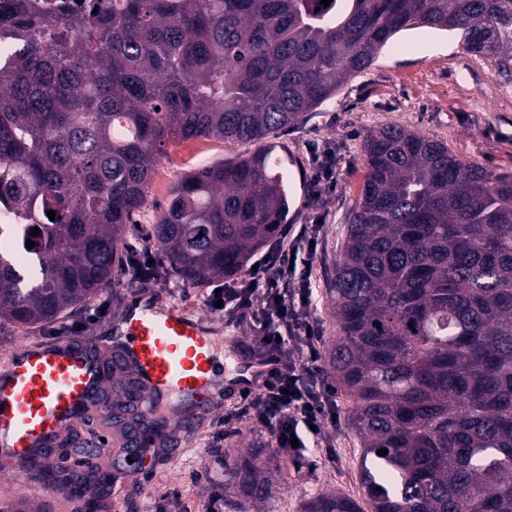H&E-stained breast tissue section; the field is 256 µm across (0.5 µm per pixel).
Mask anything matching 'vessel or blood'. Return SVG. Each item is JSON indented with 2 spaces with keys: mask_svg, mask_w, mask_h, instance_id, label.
<instances>
[{
  "mask_svg": "<svg viewBox=\"0 0 512 512\" xmlns=\"http://www.w3.org/2000/svg\"><path fill=\"white\" fill-rule=\"evenodd\" d=\"M211 331L202 318L154 294L114 317L112 341H99L97 348L69 336L19 347L0 364V457L21 474V462L72 431L90 406L108 420L110 407L100 393L109 382L104 357L115 343L140 393L157 401L177 397L214 411L223 408L225 389L239 397L262 385L271 364L248 360L241 379L225 386L215 370ZM111 452L108 431L99 430L74 457L95 462Z\"/></svg>",
  "mask_w": 512,
  "mask_h": 512,
  "instance_id": "b4317fda",
  "label": "vessel or blood"
}]
</instances>
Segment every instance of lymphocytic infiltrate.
I'll list each match as a JSON object with an SVG mask.
<instances>
[{"mask_svg":"<svg viewBox=\"0 0 512 512\" xmlns=\"http://www.w3.org/2000/svg\"><path fill=\"white\" fill-rule=\"evenodd\" d=\"M316 247L315 235L302 230L207 299L227 322L247 326L251 352L274 362L259 391L243 395L242 403L268 431L273 447L298 460L304 449L291 446V438L307 431L324 438L326 424L336 419V390L319 364V329L311 317Z\"/></svg>","mask_w":512,"mask_h":512,"instance_id":"1","label":"lymphocytic infiltrate"}]
</instances>
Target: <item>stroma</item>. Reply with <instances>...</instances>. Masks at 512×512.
Wrapping results in <instances>:
<instances>
[{
  "label": "stroma",
  "mask_w": 512,
  "mask_h": 512,
  "mask_svg": "<svg viewBox=\"0 0 512 512\" xmlns=\"http://www.w3.org/2000/svg\"><path fill=\"white\" fill-rule=\"evenodd\" d=\"M448 37V32L427 27L400 33L393 47L379 52L370 68L345 81L333 98L279 138L293 160L288 168L293 202L284 235L294 237L306 224L319 226L313 257V317L321 336L320 365H327L328 350L336 337L328 288L348 217L366 179L363 141L367 133L383 125H399L445 143L463 162L494 173L512 172V83L501 82L487 60L464 45L441 51L439 45ZM205 145L208 155L202 160L184 142L168 143L151 179L145 212L139 224L129 226L124 234L120 258L142 254L151 245L147 226L165 210L181 174L201 169L204 162L250 151L249 146L215 139L206 140ZM325 162L336 169V187L319 191L313 181ZM151 287L165 300L186 305L197 316L213 318L218 328L219 366L232 373L241 359L236 339L245 335V327L212 317L205 305L207 288L171 276L152 282ZM133 298L130 279L119 267L109 288L55 323L20 328L2 321L0 363L23 344L60 336L93 343L111 335L113 316ZM348 408L344 394H337L336 421L327 426L325 443L297 464L272 447L268 433L242 415L240 399L230 395L223 410L198 414L185 426L178 437L183 450L180 459L154 456L147 479L129 481L119 499H111L103 484L75 497L67 492L54 494L43 480L19 481L0 474V502L21 500L34 512H198L211 494L223 492L225 458L256 453L280 469V484L265 502V512H300L305 500L336 490L355 499L362 512H371L360 480L362 448L347 425Z\"/></svg>",
  "instance_id": "obj_1"
}]
</instances>
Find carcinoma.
Listing matches in <instances>:
<instances>
[{"label":"carcinoma","mask_w":512,"mask_h":512,"mask_svg":"<svg viewBox=\"0 0 512 512\" xmlns=\"http://www.w3.org/2000/svg\"><path fill=\"white\" fill-rule=\"evenodd\" d=\"M417 25L512 83V0H0V320L52 323L111 283L170 140L258 145L181 175L151 225L164 275L236 278L288 221L278 133ZM363 148L329 362L372 512H512V174L396 125ZM224 484L256 506L273 472L242 456ZM302 512L362 509L330 491Z\"/></svg>","instance_id":"obj_1"}]
</instances>
